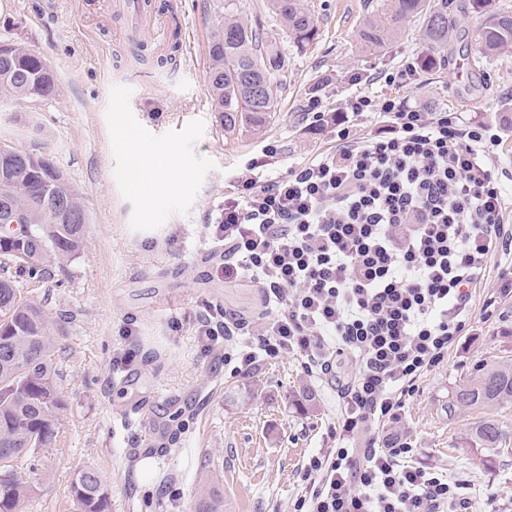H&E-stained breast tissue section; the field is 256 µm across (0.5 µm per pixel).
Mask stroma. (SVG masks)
<instances>
[{
	"label": "stroma",
	"instance_id": "1",
	"mask_svg": "<svg viewBox=\"0 0 512 512\" xmlns=\"http://www.w3.org/2000/svg\"><path fill=\"white\" fill-rule=\"evenodd\" d=\"M456 2L447 47L430 50L412 21L390 47L371 51L356 32L379 0H310L319 39L305 49L283 35L267 0H237L250 25L276 35L284 68L263 133L243 126L230 136L210 103L207 0H181L187 46L164 76L152 54L123 42L125 21L108 0H0V38L47 59L59 85L48 101L1 102L0 140L52 159L86 192L90 219L83 252L64 267L41 281L10 272L52 325L66 402L55 443L10 463L36 487L26 512H78L70 483L86 466L108 485L109 512H195L207 482L223 494L224 512H292L303 466L334 445L336 391L291 357L242 376L225 371L223 349H204L195 334L204 309L247 322L265 312L260 288L226 280L209 257L208 216L250 162L276 175L329 146L331 134L311 125L309 98L338 112L355 94L390 93L382 75L411 64L417 71L400 95L481 118L497 135L498 173L512 180V49L481 58L475 34L486 9ZM431 54L436 68H419ZM123 126L167 169L165 184L129 193ZM509 270L512 254L495 253L471 291L467 335L417 380L398 426L416 460L447 471L474 512H512V454L470 448L485 411L449 414L448 392L482 365L512 359V294L499 289Z\"/></svg>",
	"mask_w": 512,
	"mask_h": 512
}]
</instances>
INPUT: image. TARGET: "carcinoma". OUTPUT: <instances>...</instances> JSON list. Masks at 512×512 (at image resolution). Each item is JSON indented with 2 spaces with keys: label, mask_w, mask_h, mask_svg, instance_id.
<instances>
[{
  "label": "carcinoma",
  "mask_w": 512,
  "mask_h": 512,
  "mask_svg": "<svg viewBox=\"0 0 512 512\" xmlns=\"http://www.w3.org/2000/svg\"><path fill=\"white\" fill-rule=\"evenodd\" d=\"M441 0H384L380 14L363 22L357 37L369 50L381 51L404 32L405 23L422 19V35L433 48L448 43L452 17ZM283 32L301 47L318 36L307 0H268ZM208 42V83L213 111L224 131L247 125L261 132L276 111L272 83L282 69L276 43L241 17L234 4L213 0ZM486 57L512 46V11L490 10L478 31ZM58 91L55 71L45 58L14 41H0V101L48 100ZM5 167L0 156V200L11 202L16 224L0 231V256L17 262L33 278L61 266L84 247L89 223L84 194L46 156L23 150ZM54 337L44 312L18 295L13 281L0 276V465L31 448L55 440L65 402L55 382ZM512 401V362L486 364L466 383L448 393V412L492 408ZM471 447L501 455L512 446V432L488 417L470 430ZM70 491L80 512H107L110 490L92 467L76 471ZM34 492L11 470L0 469V512H25ZM197 512H224L218 490L200 487Z\"/></svg>",
  "instance_id": "cac0c4a2"
}]
</instances>
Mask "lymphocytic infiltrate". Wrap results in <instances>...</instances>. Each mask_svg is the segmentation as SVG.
<instances>
[{
	"label": "lymphocytic infiltrate",
	"mask_w": 512,
	"mask_h": 512,
	"mask_svg": "<svg viewBox=\"0 0 512 512\" xmlns=\"http://www.w3.org/2000/svg\"><path fill=\"white\" fill-rule=\"evenodd\" d=\"M345 109L382 129L353 137L313 97L307 111L332 146L277 176L254 162L237 176L210 224L225 279L262 288L268 313L248 324L208 310L196 332L209 347L225 340L238 373L260 355L291 356L335 378L339 445L310 457L294 512H468L459 483L409 462L408 443L376 447L373 430L400 422L416 380L467 330L489 256L512 250L495 138L483 121L396 94H358ZM240 330L256 351L235 353Z\"/></svg>",
	"instance_id": "lymphocytic-infiltrate-1"
}]
</instances>
